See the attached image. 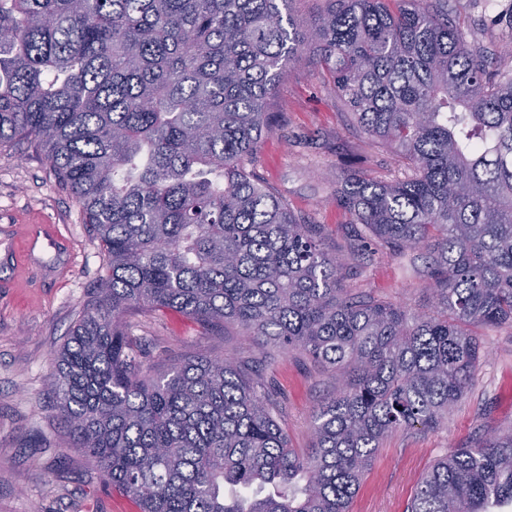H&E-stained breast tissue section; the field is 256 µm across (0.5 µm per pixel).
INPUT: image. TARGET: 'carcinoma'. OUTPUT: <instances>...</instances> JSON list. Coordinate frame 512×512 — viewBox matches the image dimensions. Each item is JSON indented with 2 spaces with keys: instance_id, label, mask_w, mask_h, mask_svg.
<instances>
[{
  "instance_id": "obj_1",
  "label": "carcinoma",
  "mask_w": 512,
  "mask_h": 512,
  "mask_svg": "<svg viewBox=\"0 0 512 512\" xmlns=\"http://www.w3.org/2000/svg\"><path fill=\"white\" fill-rule=\"evenodd\" d=\"M0 0V147L45 153L104 275L56 355L63 444L139 512H349L393 432L437 428L469 392L475 328L512 325V38L470 42L448 0ZM309 61L411 174L346 176L343 254L255 174L287 66ZM372 246H427L435 305L340 283ZM132 309L242 330L338 381L292 446L262 368L201 354L164 370ZM512 504V429L437 459L411 512Z\"/></svg>"
}]
</instances>
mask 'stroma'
I'll list each match as a JSON object with an SVG mask.
<instances>
[{
  "instance_id": "obj_1",
  "label": "stroma",
  "mask_w": 512,
  "mask_h": 512,
  "mask_svg": "<svg viewBox=\"0 0 512 512\" xmlns=\"http://www.w3.org/2000/svg\"><path fill=\"white\" fill-rule=\"evenodd\" d=\"M495 2L491 10L474 0L450 5L469 38L497 45L512 33V0ZM269 109L284 134L264 141L257 173L296 211L322 224L329 246L343 248L354 227L336 204L338 180L362 167L391 181L405 178L406 169L360 134L310 66L286 69ZM33 225L47 226L60 244L30 269L15 251ZM428 256L424 249L402 257L384 250L366 254L354 261L344 286L354 295L426 310L432 303ZM102 273L100 245L44 155L24 145L0 149V512H137L81 450L60 447L62 430L48 393L55 356ZM133 322L134 336L145 341L154 363L199 354L252 362L262 354L237 329L206 333L174 310L140 313ZM478 335L483 358L470 391L439 428L400 430L383 441L350 512H407L436 459L512 427V327H482ZM267 352L276 359L267 376L284 398L278 422L293 447H306L312 412L334 383L299 354L273 346Z\"/></svg>"
}]
</instances>
